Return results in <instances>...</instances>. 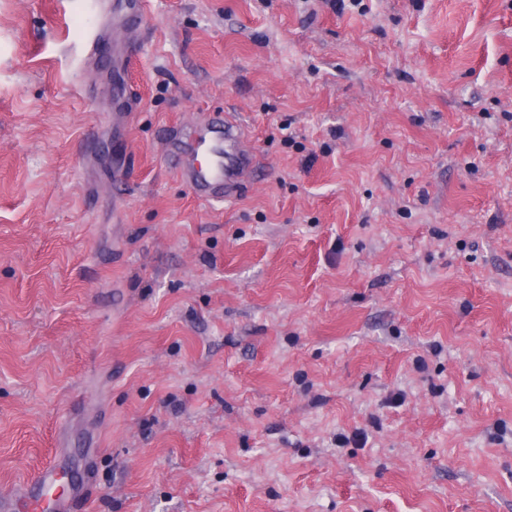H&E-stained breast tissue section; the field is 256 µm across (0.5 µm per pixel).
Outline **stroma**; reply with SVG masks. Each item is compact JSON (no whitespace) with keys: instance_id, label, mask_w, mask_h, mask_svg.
Wrapping results in <instances>:
<instances>
[{"instance_id":"stroma-1","label":"stroma","mask_w":512,"mask_h":512,"mask_svg":"<svg viewBox=\"0 0 512 512\" xmlns=\"http://www.w3.org/2000/svg\"><path fill=\"white\" fill-rule=\"evenodd\" d=\"M113 2L0 0V492L512 512V0ZM216 113L229 202L174 169ZM218 129L210 130L195 125L189 127L182 140L176 169L177 174L191 190L206 201H231L241 189L246 175L258 164L257 155L245 142L246 133L236 120L224 116ZM211 134H219L215 138ZM202 152L209 155L208 164H202Z\"/></svg>"}]
</instances>
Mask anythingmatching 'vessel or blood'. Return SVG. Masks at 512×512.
<instances>
[{"label":"vessel or blood","instance_id":"vessel-or-blood-1","mask_svg":"<svg viewBox=\"0 0 512 512\" xmlns=\"http://www.w3.org/2000/svg\"><path fill=\"white\" fill-rule=\"evenodd\" d=\"M245 138L242 125L230 118L220 120L214 133L189 127L176 162L180 179L204 200L235 199L246 175L258 164ZM56 474L54 466H47L32 484L1 494L0 512H37L43 493L54 486Z\"/></svg>","mask_w":512,"mask_h":512}]
</instances>
